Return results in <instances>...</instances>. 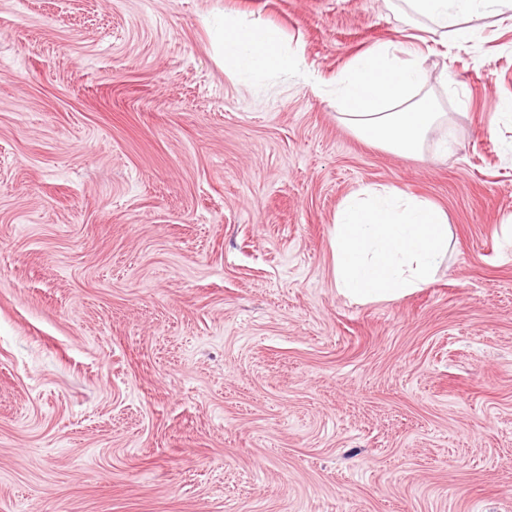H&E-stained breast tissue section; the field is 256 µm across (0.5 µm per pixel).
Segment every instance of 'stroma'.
Instances as JSON below:
<instances>
[{"mask_svg":"<svg viewBox=\"0 0 512 512\" xmlns=\"http://www.w3.org/2000/svg\"><path fill=\"white\" fill-rule=\"evenodd\" d=\"M228 16L289 65L232 69ZM474 24L406 157L337 119L418 34L385 0H0V512H512V19ZM364 186L447 213L426 287L338 291Z\"/></svg>","mask_w":512,"mask_h":512,"instance_id":"1","label":"stroma"}]
</instances>
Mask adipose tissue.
<instances>
[{
  "instance_id": "adipose-tissue-1",
  "label": "adipose tissue",
  "mask_w": 512,
  "mask_h": 512,
  "mask_svg": "<svg viewBox=\"0 0 512 512\" xmlns=\"http://www.w3.org/2000/svg\"><path fill=\"white\" fill-rule=\"evenodd\" d=\"M414 22L425 40L442 45L467 43L481 36L473 18L512 11V0H391ZM227 59L245 71H272L284 58L276 33L258 22L226 21ZM423 54L413 43L380 45L357 57L336 79L340 120L363 139L411 155L422 151L434 133L453 142L454 128L439 112L426 87Z\"/></svg>"
}]
</instances>
